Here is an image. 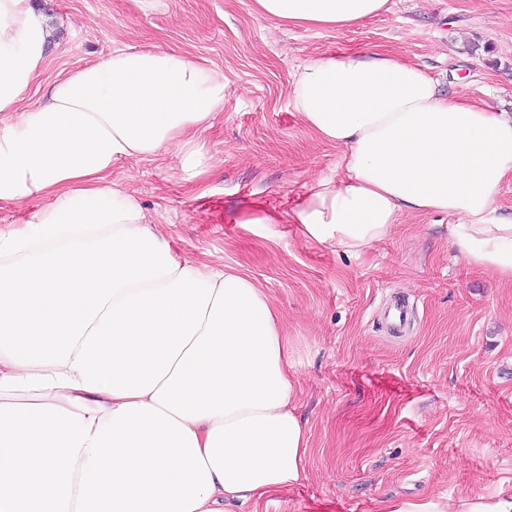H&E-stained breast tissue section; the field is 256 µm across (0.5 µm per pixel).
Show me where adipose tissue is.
Returning a JSON list of instances; mask_svg holds the SVG:
<instances>
[{
	"label": "adipose tissue",
	"mask_w": 512,
	"mask_h": 512,
	"mask_svg": "<svg viewBox=\"0 0 512 512\" xmlns=\"http://www.w3.org/2000/svg\"><path fill=\"white\" fill-rule=\"evenodd\" d=\"M389 0H254L276 27L345 29ZM53 31L33 0H0V206L42 200L0 231V512H225L299 481L308 450L281 316L238 269L177 258L113 162L173 151L201 187L224 73L174 50L118 47L24 92ZM299 120L343 148L312 180L298 234L357 254L406 214L453 217L468 264L512 287V116L444 97L389 51L302 65ZM385 512H512V493Z\"/></svg>",
	"instance_id": "1"
}]
</instances>
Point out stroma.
I'll return each mask as SVG.
<instances>
[{
    "label": "stroma",
    "instance_id": "35a3bbf8",
    "mask_svg": "<svg viewBox=\"0 0 512 512\" xmlns=\"http://www.w3.org/2000/svg\"><path fill=\"white\" fill-rule=\"evenodd\" d=\"M55 35L24 96L36 102L63 70L118 46L162 47L222 70L224 110L206 135L218 165L206 195L179 160L120 161L173 253L233 266L283 318L308 436L298 482L246 512H381L512 489V287L467 264L442 214L405 215L385 239L349 255L299 237L288 213L307 184L341 179L343 150L319 140L291 104L308 60L373 47L419 65L442 94L512 115V0H390L342 30L276 29L253 0H40ZM261 205L277 224L252 231ZM409 304L401 333L378 316Z\"/></svg>",
    "mask_w": 512,
    "mask_h": 512
}]
</instances>
